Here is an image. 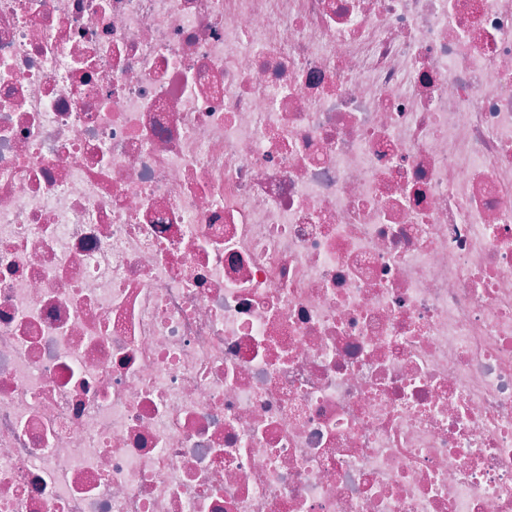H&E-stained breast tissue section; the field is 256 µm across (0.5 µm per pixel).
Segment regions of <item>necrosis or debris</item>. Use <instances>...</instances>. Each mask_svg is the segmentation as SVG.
Instances as JSON below:
<instances>
[{
	"label": "necrosis or debris",
	"instance_id": "obj_1",
	"mask_svg": "<svg viewBox=\"0 0 512 512\" xmlns=\"http://www.w3.org/2000/svg\"><path fill=\"white\" fill-rule=\"evenodd\" d=\"M0 512H512V0H0Z\"/></svg>",
	"mask_w": 512,
	"mask_h": 512
}]
</instances>
